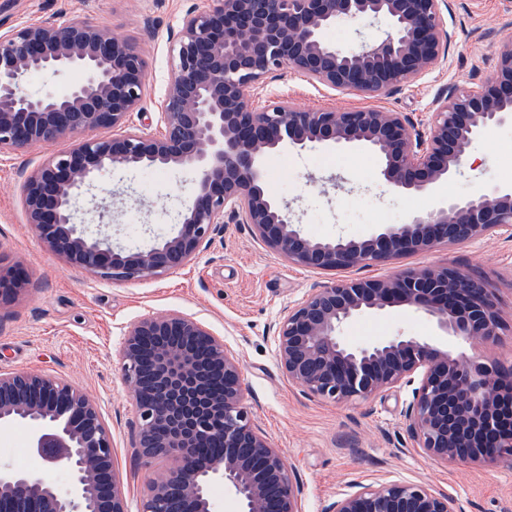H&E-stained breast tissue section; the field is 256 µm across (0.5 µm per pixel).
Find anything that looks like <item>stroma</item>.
I'll return each instance as SVG.
<instances>
[{
	"mask_svg": "<svg viewBox=\"0 0 512 512\" xmlns=\"http://www.w3.org/2000/svg\"><path fill=\"white\" fill-rule=\"evenodd\" d=\"M203 0H0V25L87 18L114 38L135 43L145 62L146 97L132 123L151 133L171 77L170 38L184 14ZM447 53L424 77L379 99L333 90L284 69L254 91L257 104L285 99L301 109L379 106L407 113L427 129L443 87H477L495 70L499 40L512 36V0H448L443 15ZM69 141L22 153L0 152V263L25 277L22 291L0 308V370L66 379L98 404L112 437L113 456L128 512H140L152 476L135 448L136 416L121 379L119 349L127 325L145 314L184 312L223 337L239 360L246 404L259 429L279 448L302 482V512H325L351 483L401 480L460 500L466 512H512V465L444 463L428 458L407 430L404 411L412 387L398 385L370 401L338 403L307 396L288 380L276 355L272 327L313 289L345 279H383L409 269L453 266L488 277L497 290L505 337L486 357L512 360V239L500 233L399 256L386 266L316 272L288 262L256 239L246 224H225L199 256L163 276L108 281L89 276L47 251L27 223L21 193L26 174ZM376 157L363 149L308 147L267 155L265 188L293 209L312 238L367 237L376 228L408 222L448 199L512 187V123L491 125L467 148L458 172L431 193H402L376 175ZM143 170L106 169L96 180L111 205L107 231L127 247L169 233L192 195L196 175L165 169L152 187ZM413 336L472 354L468 342L443 335L434 320L410 307L367 311L348 321L352 347L387 336ZM0 459L27 470L43 468L28 451V432L0 427Z\"/></svg>",
	"mask_w": 512,
	"mask_h": 512,
	"instance_id": "stroma-1",
	"label": "stroma"
}]
</instances>
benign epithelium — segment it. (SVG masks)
<instances>
[{
    "mask_svg": "<svg viewBox=\"0 0 512 512\" xmlns=\"http://www.w3.org/2000/svg\"><path fill=\"white\" fill-rule=\"evenodd\" d=\"M448 0H206L171 37L173 73L152 135L131 125L143 111L145 66L132 43L86 19L0 31V152L73 140L35 168L23 186L27 223L47 248L103 280L156 277L193 261L219 224H249L289 262L322 271L383 266L395 258L503 231L512 238V189H493L387 225L363 239L306 236L296 215L264 189V158L316 145L359 147L376 174L404 192H427L461 165L491 124L512 122V37L498 45L494 75L478 89L450 85L434 102L429 130L381 108L300 109L284 100L258 109L251 89L291 69L333 90L381 98L429 73L449 45ZM389 29L344 50L323 39L340 20H379ZM79 69L63 96L26 95L34 72ZM112 128L108 139L86 138ZM190 168L197 188L177 231L146 248L112 247V237L75 222L82 193L103 169ZM21 279L0 266V304ZM407 305L447 335L495 344L503 322L491 281L453 267L410 269L387 279L337 280L307 294L274 326L277 359L311 397L368 400L416 383L406 412L417 447L443 461L512 462L509 364L453 357L428 342L389 336L350 347L345 323L367 310ZM122 379L139 420L137 447L172 462L150 480L143 512H216L210 487L224 482L239 512H301L298 476L253 422L236 355L180 311L144 315L126 327ZM27 428L30 452L62 469L47 475L0 461V512H127L112 441L96 402L74 384L32 372L0 371V425ZM325 512H465L446 493L404 481L355 483Z\"/></svg>",
    "mask_w": 512,
    "mask_h": 512,
    "instance_id": "benign-epithelium-1",
    "label": "benign epithelium"
}]
</instances>
